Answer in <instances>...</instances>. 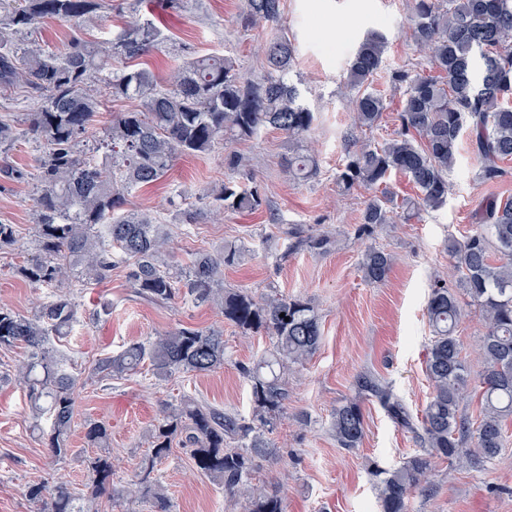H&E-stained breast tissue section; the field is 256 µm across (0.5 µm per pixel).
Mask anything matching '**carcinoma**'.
<instances>
[{"mask_svg":"<svg viewBox=\"0 0 512 512\" xmlns=\"http://www.w3.org/2000/svg\"><path fill=\"white\" fill-rule=\"evenodd\" d=\"M107 0H0V86H24L38 98L23 123L0 119V181L25 178L6 156L21 140L39 147L33 174V224L30 258L19 274L35 288H52L48 301L30 316L0 307V349L18 345L26 357L17 381L27 390L34 418L50 421L42 438L55 457L69 448L80 378L50 343L66 336L78 320V304L64 290L71 279L98 283L121 268L134 293L153 303L181 294L196 304H211L241 332H265L271 348L258 360L240 366L250 382L251 417L188 398L163 412L154 425L151 456L136 472L130 497L151 500L155 512H169L164 487L154 476V461L169 454L178 440L204 474L218 480L230 497L244 501V512H284L280 490L255 491L254 460L275 453L267 434L285 418L288 388L283 377L309 360L322 343L321 323L302 297L267 294L256 297L224 288V266L235 263L241 248L220 254L198 251L186 266L165 257L167 233L156 218L126 208L128 196L166 176L183 155L212 151L229 141L251 139L272 128L285 137L288 175L308 181L319 163L303 145L315 114L303 99L300 83L287 79L295 46L285 35L260 47L268 75L244 77L235 60L224 55L193 57L160 83L137 61L159 49L163 30L150 18H133L107 41L82 36ZM281 19V0H246L241 25L249 28ZM47 20L73 26L66 48L52 51L39 44L19 46L20 38ZM409 21L415 43L425 52V66L400 69L392 83L404 90L395 136L382 142L352 140L336 186L343 193L374 191L364 205L358 234L393 223L392 196L379 190L393 173L408 177L417 189L404 200L407 216L440 208L448 198V172L457 159L458 141L469 130L470 149L482 163L481 177L505 174L501 163L512 160V0H410ZM387 38L368 32L353 56L344 88L349 93L353 126L365 133L378 128L386 98L372 88L383 65ZM132 102L118 113L101 136L91 140L103 91ZM228 177L203 208L188 207L175 219L198 224L207 216L255 212L264 202L247 186V158L224 153ZM295 249L325 251L327 235L291 232ZM19 245L16 225L0 222V251ZM458 288L435 286L427 301L434 336L426 375L433 394L415 416L391 386L371 372L352 381L354 396L341 400L331 415V432L339 447H360L365 437L362 402L375 400L398 427L414 434L420 448L393 468L377 466L380 512H409V497L431 485L435 460L451 467L480 469L494 461L505 445L506 422L512 421V199H488L476 228L461 240L448 241ZM499 258H493V254ZM391 254L370 247L360 261L370 284L386 280ZM478 307L485 332L478 357L482 369L470 382L456 328L464 309L460 297ZM149 366L157 378L176 372L207 373L224 366V331L180 327L121 352L98 359L92 372L102 379H122ZM478 396L480 420L471 425L461 403ZM87 444L104 447L103 423L90 424ZM92 483L105 490L108 461L91 466ZM35 512H83L80 495L68 485L29 489Z\"/></svg>","mask_w":512,"mask_h":512,"instance_id":"obj_1","label":"carcinoma"}]
</instances>
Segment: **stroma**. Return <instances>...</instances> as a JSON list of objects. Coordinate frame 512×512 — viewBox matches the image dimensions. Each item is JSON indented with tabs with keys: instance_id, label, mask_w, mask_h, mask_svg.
<instances>
[{
	"instance_id": "stroma-1",
	"label": "stroma",
	"mask_w": 512,
	"mask_h": 512,
	"mask_svg": "<svg viewBox=\"0 0 512 512\" xmlns=\"http://www.w3.org/2000/svg\"><path fill=\"white\" fill-rule=\"evenodd\" d=\"M243 7L244 0H187L184 8L171 9L165 0H150L148 10L160 21L167 40L143 63L162 81L184 60L217 52L236 58L245 77L258 79L267 70L258 45L275 31L287 33L297 48L291 76L301 79L304 100L316 116L307 143L319 159L318 177L302 182L288 176L282 165L284 136L268 128L232 144L250 160L252 181L267 200L262 210L228 214L218 223H175L170 203L175 191H185L189 203L201 207L222 185L220 148L179 157L165 178L133 191L128 207L168 224L171 263H187L199 250L219 253L235 245L243 253L225 266V287L258 297L274 291L311 302L322 322V344L310 361L288 375V417L270 436L275 456L257 459L253 485L263 490L280 483L285 512H379L373 466L399 464L418 445L378 403L368 401L362 445L350 451L338 448L329 430L330 414L339 401L352 396L351 382L364 370L386 378L412 412L423 410L432 392L425 372L432 336L428 293L437 283L455 287L448 242L472 230L482 200L512 199V160L504 164V177L483 180L467 141H460L457 164L448 175V199L441 208L357 237L354 230L369 192L358 189L343 197L336 188V168L352 131L343 77L367 31H382L387 37L385 70L374 86L385 95L388 109L373 136L391 134L403 91L393 86L389 73L423 59L411 38L406 0H282L278 27L260 24L248 30L239 23ZM35 155L34 145H20L10 161L26 177L0 187V221L16 225L21 238L19 249L0 252V306L25 316L48 296L18 272L33 234ZM295 227L312 236L330 233V246L323 252H285L287 233ZM370 247L394 256L380 284L366 283L360 271L361 255ZM72 294L79 321L57 343L71 371L81 378L71 455L53 457L35 427L26 391L15 379L22 349L0 350V373L7 376L0 382V512H33L27 491L34 484L83 487L90 458L102 453L112 459V477L106 491L81 499L84 512H151L149 503L129 501L125 490L151 454L152 429L162 410L189 396L249 416L250 384L239 367L258 359L270 339L262 332L242 335L210 305L180 297L164 304L145 301L135 296L119 269L102 283L73 287ZM105 304L110 307L106 313L101 310ZM182 326L223 328L222 368L204 375L176 372L165 380L145 370L122 380L93 375L96 359ZM96 421L109 426L110 446L103 451L87 447L84 438L87 423ZM155 473L166 489L170 512H242L218 481L197 472L181 447L158 460ZM410 512H512V424L501 455L484 469H452L437 461L430 491L412 493Z\"/></svg>"
}]
</instances>
